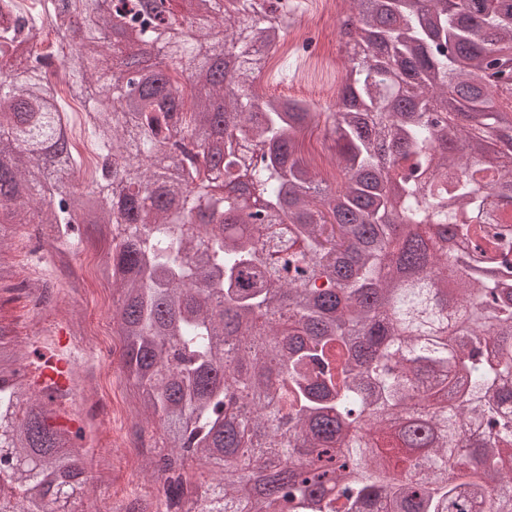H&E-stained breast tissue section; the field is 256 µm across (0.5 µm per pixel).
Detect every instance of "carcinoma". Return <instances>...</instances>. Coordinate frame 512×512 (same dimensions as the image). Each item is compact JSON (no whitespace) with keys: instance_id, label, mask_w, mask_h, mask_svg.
<instances>
[{"instance_id":"1","label":"carcinoma","mask_w":512,"mask_h":512,"mask_svg":"<svg viewBox=\"0 0 512 512\" xmlns=\"http://www.w3.org/2000/svg\"><path fill=\"white\" fill-rule=\"evenodd\" d=\"M37 2L0 13V283L16 225L48 229L51 258L86 217L112 226L99 273L121 291L137 416L162 430L146 468L166 512H512V0H351L359 51L321 112L253 88L287 3L194 0L189 34L170 8L131 13L173 64L132 97L107 63L112 11ZM46 25L104 156L84 190L31 37ZM217 28L231 94L184 81L213 67ZM320 122L340 183L302 155ZM9 336L0 323V512H70L83 429L49 424L56 398Z\"/></svg>"}]
</instances>
